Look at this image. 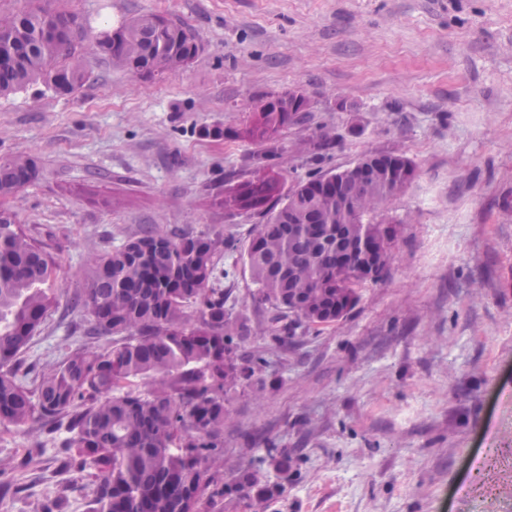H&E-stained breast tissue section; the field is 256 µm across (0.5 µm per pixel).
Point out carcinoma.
Returning a JSON list of instances; mask_svg holds the SVG:
<instances>
[{
    "label": "carcinoma",
    "mask_w": 512,
    "mask_h": 512,
    "mask_svg": "<svg viewBox=\"0 0 512 512\" xmlns=\"http://www.w3.org/2000/svg\"><path fill=\"white\" fill-rule=\"evenodd\" d=\"M51 26L84 37L78 15L29 7L0 16V96L68 71L74 91L85 78L83 58L65 41L43 38ZM122 43L107 50L129 69L139 63L177 75L180 55L202 52L183 24L157 13L139 14L118 29ZM65 64H60V61ZM242 134L260 144L246 169L231 174L234 202L262 221L254 225L245 263L256 286L252 303L266 312L264 331L283 345L294 323L319 326L348 315L357 287L381 282L393 242L385 206L412 182L414 163L397 154L366 156L364 173L316 174L281 194L269 160L277 137L304 116L281 112L274 94ZM32 160L0 159V197L18 191ZM370 251L346 264L336 254L361 240ZM217 241L205 231L163 232L144 227L88 268L79 293L92 317L90 333H109L112 346L70 351L41 374L37 398L17 382L14 365L55 302L57 264L0 212V425L27 424L34 414L68 420L78 465L93 479L89 512H214L226 500L262 508L288 480L292 458L265 444L259 464L232 479L216 466L224 455V402L260 381L266 360L245 353L248 316L224 309V289L213 284ZM144 380L145 391L131 387Z\"/></svg>",
    "instance_id": "1"
}]
</instances>
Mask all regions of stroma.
<instances>
[{
    "label": "stroma",
    "mask_w": 512,
    "mask_h": 512,
    "mask_svg": "<svg viewBox=\"0 0 512 512\" xmlns=\"http://www.w3.org/2000/svg\"><path fill=\"white\" fill-rule=\"evenodd\" d=\"M92 31L161 13L204 46L180 75L151 81L81 43L85 79L68 94L36 82L0 98V158L35 178L0 198L60 274L17 376L68 349L98 351L74 304L85 270L150 225L210 232L233 313L254 308L243 253L259 218L227 215L224 186L256 145L241 134L266 92L301 89L304 122L272 162L290 189L362 156L413 161L388 205L389 270L340 321L296 327L285 347L255 333L260 383L225 404L233 478L265 441L293 459L265 512H512V0H41ZM332 136L319 158L303 142ZM72 435L41 420L0 425V502L11 512H87L91 482L62 467Z\"/></svg>",
    "instance_id": "35a3bbf8"
}]
</instances>
